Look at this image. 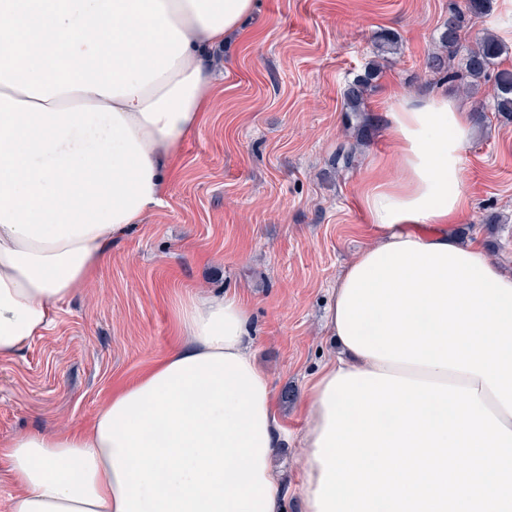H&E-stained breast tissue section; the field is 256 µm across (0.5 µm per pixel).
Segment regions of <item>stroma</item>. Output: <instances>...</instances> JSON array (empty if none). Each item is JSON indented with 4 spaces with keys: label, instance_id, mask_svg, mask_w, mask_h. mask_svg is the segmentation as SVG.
<instances>
[{
    "label": "stroma",
    "instance_id": "obj_1",
    "mask_svg": "<svg viewBox=\"0 0 512 512\" xmlns=\"http://www.w3.org/2000/svg\"><path fill=\"white\" fill-rule=\"evenodd\" d=\"M453 2L255 0L239 35L214 51L224 65L208 118L185 142L162 203L113 242L44 336L0 362V439L87 425L113 388L173 345L180 295L233 293L272 378L285 512H303V392L335 350L322 323L336 279L373 239L361 189L393 150L384 114L399 93L445 95L470 113L491 91L465 94L425 66ZM383 29L399 34V49L385 56L365 111H344V86L374 60ZM484 31L508 47L511 67L512 0H493L464 45ZM363 125L370 137L360 144ZM473 127L464 150L470 207L452 231L512 273V121L488 111ZM343 144L355 149L348 167L332 163Z\"/></svg>",
    "mask_w": 512,
    "mask_h": 512
}]
</instances>
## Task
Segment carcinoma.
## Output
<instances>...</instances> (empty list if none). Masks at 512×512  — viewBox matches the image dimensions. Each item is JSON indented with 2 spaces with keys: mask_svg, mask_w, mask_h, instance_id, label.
<instances>
[{
  "mask_svg": "<svg viewBox=\"0 0 512 512\" xmlns=\"http://www.w3.org/2000/svg\"><path fill=\"white\" fill-rule=\"evenodd\" d=\"M492 10V0H464V3L450 10L443 23L437 43L438 49L428 58V68L448 81L460 82L466 93L478 89L495 72L491 108L498 115L512 119V70L501 67L502 57L508 47L491 33L484 34L476 47L465 50L463 71L450 70L451 58L459 53L462 32L467 19L483 16ZM381 73L378 63L369 62L364 71L349 81L343 90V110L346 112L365 111L368 92Z\"/></svg>",
  "mask_w": 512,
  "mask_h": 512,
  "instance_id": "cac0c4a2",
  "label": "carcinoma"
}]
</instances>
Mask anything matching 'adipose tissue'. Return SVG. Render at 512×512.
Listing matches in <instances>:
<instances>
[{
	"label": "adipose tissue",
	"instance_id": "1",
	"mask_svg": "<svg viewBox=\"0 0 512 512\" xmlns=\"http://www.w3.org/2000/svg\"><path fill=\"white\" fill-rule=\"evenodd\" d=\"M254 0H0V361L53 325L108 259L113 238L163 199L167 174L203 123L223 45ZM394 145L362 204L375 232L360 250L447 244L468 204L467 112L442 95L396 97ZM179 340L113 389L87 427L0 441L9 512H283L273 455L280 437L271 379L252 353L250 315L234 294L191 293ZM385 373L476 388L482 378L382 361L340 345L305 385L304 512H319L314 458L331 379Z\"/></svg>",
	"mask_w": 512,
	"mask_h": 512
}]
</instances>
